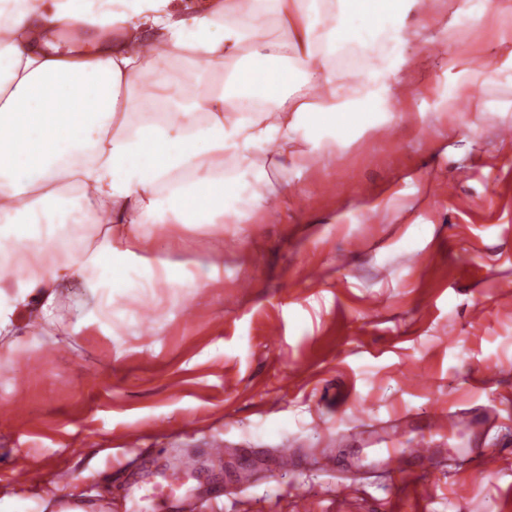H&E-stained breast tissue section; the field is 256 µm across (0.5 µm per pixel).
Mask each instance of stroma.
<instances>
[{"mask_svg": "<svg viewBox=\"0 0 512 512\" xmlns=\"http://www.w3.org/2000/svg\"><path fill=\"white\" fill-rule=\"evenodd\" d=\"M409 52L390 124L270 169L294 193L244 235L155 232L156 253L181 262L223 252L222 284L131 302L134 331L0 341V396L26 406L0 422V498L18 495V470L66 469L73 493L135 512L188 463L199 472L169 512H295L298 494L312 512H512V84L488 78L512 72V10ZM462 409L480 418L470 438L426 429ZM402 415L395 448L435 450L404 480L384 466L383 425ZM135 430L165 438L122 461ZM468 440L497 468L461 460ZM279 448L297 449V469L275 472Z\"/></svg>", "mask_w": 512, "mask_h": 512, "instance_id": "35a3bbf8", "label": "stroma"}]
</instances>
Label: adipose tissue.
<instances>
[{
	"label": "adipose tissue",
	"mask_w": 512,
	"mask_h": 512,
	"mask_svg": "<svg viewBox=\"0 0 512 512\" xmlns=\"http://www.w3.org/2000/svg\"><path fill=\"white\" fill-rule=\"evenodd\" d=\"M321 2L0 0L1 336L29 320L108 334L136 326L127 301L223 278V260L154 255V231L243 222L274 196L268 155L301 168L390 116L420 0ZM51 29L93 45L48 50ZM174 59L214 81L174 87ZM100 211L109 224L86 237ZM75 281L90 300L70 319L59 294Z\"/></svg>",
	"instance_id": "obj_1"
}]
</instances>
